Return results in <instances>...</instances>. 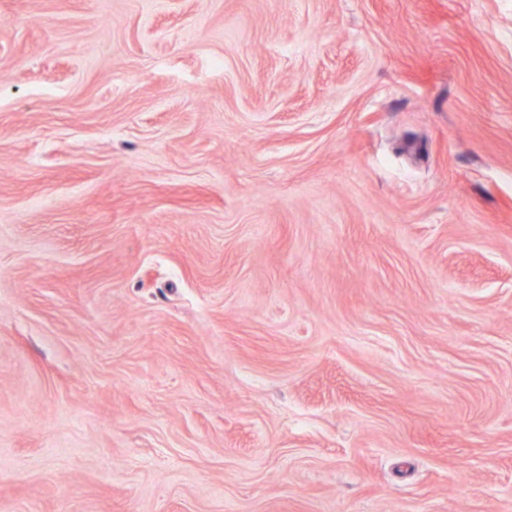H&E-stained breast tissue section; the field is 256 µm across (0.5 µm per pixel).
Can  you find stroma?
I'll use <instances>...</instances> for the list:
<instances>
[{
	"mask_svg": "<svg viewBox=\"0 0 512 512\" xmlns=\"http://www.w3.org/2000/svg\"><path fill=\"white\" fill-rule=\"evenodd\" d=\"M0 512H512V0H0Z\"/></svg>",
	"mask_w": 512,
	"mask_h": 512,
	"instance_id": "obj_1",
	"label": "stroma"
}]
</instances>
